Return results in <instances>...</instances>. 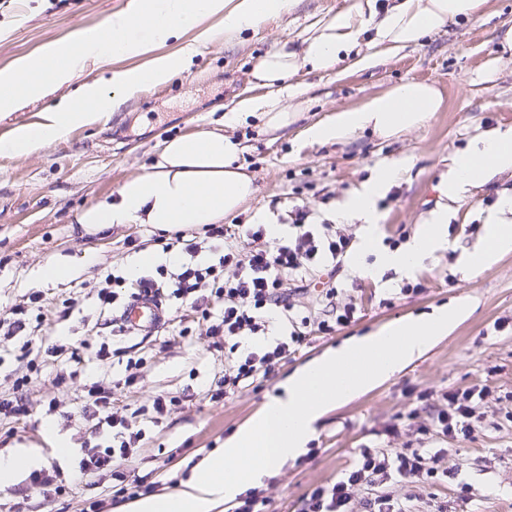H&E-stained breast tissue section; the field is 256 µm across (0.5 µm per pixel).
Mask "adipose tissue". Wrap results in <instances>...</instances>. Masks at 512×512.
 Wrapping results in <instances>:
<instances>
[{
	"label": "adipose tissue",
	"instance_id": "ef3b65f1",
	"mask_svg": "<svg viewBox=\"0 0 512 512\" xmlns=\"http://www.w3.org/2000/svg\"><path fill=\"white\" fill-rule=\"evenodd\" d=\"M487 0H393L377 11L376 0H358L348 11L317 25L301 51L281 49L265 55L253 78L266 90L260 97L240 99L225 114L232 124L254 116L272 128L295 118L288 106L285 81L298 68L318 72L351 55L366 32L372 46L400 50L446 25L475 20ZM293 0H130L90 38H76L44 47L0 71V112L17 110L48 88L68 83L88 64L147 56L135 69L113 70L109 78L84 84L64 97L54 111L33 124H21L0 138V155L24 156L49 145L72 128L86 123L93 111L117 109L124 97L146 86L167 83L188 67L198 52L190 31L218 18L227 41L241 40L266 20L288 14ZM443 105L441 91L424 81H405L337 109L331 119L311 125L306 137L333 143L369 129L389 137L419 127ZM239 142L217 130L202 129L166 139L150 171L126 180L116 200L86 208L78 217L83 233L111 224H150L161 231L221 223L254 197L252 176L236 160ZM512 170V130L497 133L479 147L457 153L442 175L441 202L419 225L404 249L385 251L378 270L416 269L430 251L444 247L449 203L463 199L493 172ZM402 175L395 163L379 165L370 181L343 203L338 218L363 224L362 251L374 249L379 213L377 203ZM512 253V224L500 217L485 226L484 245L466 265L475 276ZM469 314L465 301L443 306L425 317L397 320L353 336L294 372L273 396L222 448L208 454L172 492L133 501L123 512H223L245 487L253 486L299 456L329 411L384 383L426 354Z\"/></svg>",
	"mask_w": 512,
	"mask_h": 512
}]
</instances>
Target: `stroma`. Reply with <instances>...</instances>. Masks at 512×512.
<instances>
[{
	"label": "stroma",
	"mask_w": 512,
	"mask_h": 512,
	"mask_svg": "<svg viewBox=\"0 0 512 512\" xmlns=\"http://www.w3.org/2000/svg\"><path fill=\"white\" fill-rule=\"evenodd\" d=\"M129 0H0V69L41 47L94 33ZM356 0H294L289 13L260 25L256 33L228 43L216 35L201 46L192 65L169 83L143 88L120 109L74 128L63 138L22 157L0 156V311L25 302L31 292L43 294V310L60 311L52 335H32L0 345V393L12 391L14 380L27 374L28 359L39 371L25 394L27 413L0 419V453L37 448L43 468L57 467L67 476L66 490H39L21 496L17 487L0 489V512H81L101 499L102 512H112V481L92 482L79 462L88 438L80 413L85 387L101 382L112 387V405L133 417L143 432L127 474H150L157 493L178 487L191 467L213 449L223 447L265 402L275 396L295 369L350 336L376 330L397 318L417 316L457 299L471 305L469 317L422 358L381 386L326 414L311 452L286 461L259 485L266 512H302L314 488L336 481L362 448H400L421 438L416 434L441 403L445 392L488 386L490 396L479 404L473 438L427 435V447L447 449L445 465L452 480L436 484L391 481L361 488L357 503L379 495L404 502L410 512H512V330L495 322L512 320V254L468 277L464 262L481 248L489 216L499 213L501 194L512 193V171L496 173L470 195L449 204L453 229L446 246L429 254L413 273L389 269L378 277L367 270L375 253L351 254L339 275L344 290L337 304L356 307L354 320L336 332L312 333L307 345L279 366L257 390H243L219 401L206 393L224 374V353L212 349L201 326L189 340L172 341L180 328L178 313L149 338L117 336L99 328L96 292L104 274L127 273L146 250L155 230L147 224H116L77 236L81 212L115 197L128 178L148 172L162 142L200 129L223 128L239 141V164L254 178L255 198L229 216L232 224H254L264 218L291 223L295 206L312 209L317 222L335 223L342 202L385 162L403 163V177L378 202L379 237L411 240L419 223L439 201L436 187L452 157L471 149L485 136L512 129V52L502 38L512 28V0H487L482 15L469 23L450 24L399 52H378L369 66L353 58L313 72L300 68L287 79L296 91L291 103L297 119L273 129L249 117L223 125L225 112L242 97L264 95L252 77L258 61L281 47L295 48L317 23L351 9ZM89 78L69 83L30 101L20 110L0 115V137L20 124L39 121L42 112L74 93ZM406 80L435 84L442 108L427 121L402 134L384 138L364 131L339 143L312 144L308 126L328 120L339 107L384 92ZM70 266L69 278L48 282L44 264ZM421 283L416 294H400L403 281ZM73 344L78 360L55 358L46 349L53 341ZM133 347L144 365L133 387L122 386L125 362L119 356L96 357L100 345ZM29 358H22V347ZM72 379L56 384L60 369ZM180 398L161 422L141 415L157 395ZM66 439L72 453L58 457L47 427ZM472 488L462 496L459 482Z\"/></svg>",
	"instance_id": "stroma-1"
}]
</instances>
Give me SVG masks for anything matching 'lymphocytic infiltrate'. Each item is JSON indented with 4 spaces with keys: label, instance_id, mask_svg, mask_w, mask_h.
<instances>
[{
    "label": "lymphocytic infiltrate",
    "instance_id": "obj_1",
    "mask_svg": "<svg viewBox=\"0 0 512 512\" xmlns=\"http://www.w3.org/2000/svg\"><path fill=\"white\" fill-rule=\"evenodd\" d=\"M306 209H298L291 234L269 239L262 224H208L202 235L178 231L173 236H157L163 250H178L184 261L175 267L158 266L155 275L129 283L120 274L107 273L97 293L101 311L111 312L128 299L143 293L179 301L197 314L211 338L214 349L224 352V374L211 389L214 399L267 381L276 367L303 346L309 326L329 334L351 323L355 310L336 308L328 319L311 323L302 319L286 334L273 331L268 313L293 309L284 293L285 277L306 281L321 278L319 299L338 294L336 277L343 257L352 247L351 237L335 226L311 224ZM247 239V250L238 242ZM486 390L466 389L443 394V405L422 425L423 433L443 437L470 436L477 418V402ZM81 411L90 422V446L80 469L87 474L111 473L113 503L147 496L155 483L147 477L127 478L118 465L142 437L131 420L112 407V390L95 383L87 389ZM445 449L399 448L393 452L362 449L343 476L329 487L315 488L305 502L304 512H353L357 490L389 480L408 483L439 481L447 476L443 464Z\"/></svg>",
    "mask_w": 512,
    "mask_h": 512
}]
</instances>
